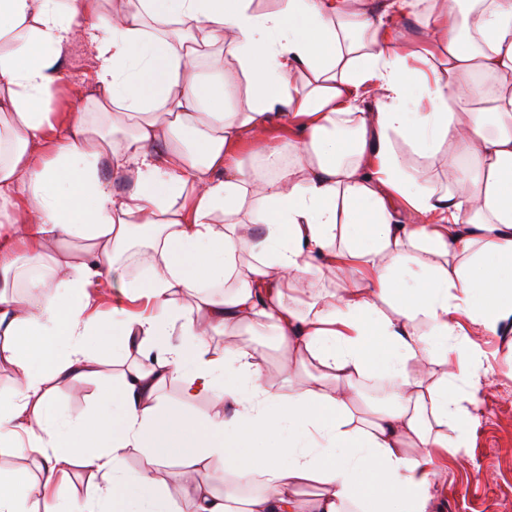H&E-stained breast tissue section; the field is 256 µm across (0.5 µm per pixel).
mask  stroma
Listing matches in <instances>:
<instances>
[{
  "instance_id": "35a3bbf8",
  "label": "stroma",
  "mask_w": 512,
  "mask_h": 512,
  "mask_svg": "<svg viewBox=\"0 0 512 512\" xmlns=\"http://www.w3.org/2000/svg\"><path fill=\"white\" fill-rule=\"evenodd\" d=\"M66 81L55 89L47 103L54 125L66 124L73 113L92 111L90 99H77L75 89L92 90L95 61L84 43L78 42L63 53ZM396 150L407 171L426 174L427 187L443 190L455 180L448 166L447 150L434 154L415 153L403 139H396ZM149 269L140 256L118 263L105 287L91 289V301L104 315L121 310L149 311L142 300H131L129 282L145 277ZM235 338L244 347L260 353L268 382L281 384L282 351L274 335L254 336L236 329ZM488 369L480 378V406L468 433L469 455L453 456L451 449L436 448L432 454L437 478L432 488L434 512H512V335L484 334L474 339ZM89 345L101 359L100 376L79 385L59 384L55 401L60 413L76 417L93 411L102 382L119 380L121 366L112 362V353L97 338Z\"/></svg>"
}]
</instances>
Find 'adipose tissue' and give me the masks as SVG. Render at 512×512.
Here are the masks:
<instances>
[{
	"mask_svg": "<svg viewBox=\"0 0 512 512\" xmlns=\"http://www.w3.org/2000/svg\"><path fill=\"white\" fill-rule=\"evenodd\" d=\"M123 2L0 0V364L17 375L0 445L41 457L23 487L0 476V512H174L163 472L177 459L195 475L192 512H429L431 451L468 456L478 405L481 354L455 318L512 328V0H388L379 14L354 0H276L265 13L254 0ZM422 4L439 50L416 58L391 25ZM79 40L96 62V114L56 133L46 102ZM416 94L426 111H405ZM275 121L297 140L269 147L261 176L238 148ZM398 136L422 153L453 146L457 190L422 188ZM116 179L131 189L113 191ZM243 213L254 230L238 235L228 225ZM362 223L373 248L355 240ZM140 229L154 256L132 288L157 312L104 322L85 290ZM66 241L84 243L82 260L57 250ZM322 269L340 276L335 291L318 289ZM233 325L280 336L282 385L238 343L211 348ZM90 336L137 343L154 362L103 387L92 412L61 417L58 384L99 372ZM303 363L307 384L293 375ZM174 377L185 399L212 398L211 414L166 405ZM375 378L387 405L358 411ZM216 461L232 477L220 492L207 478ZM72 467L97 480L81 504L59 492ZM371 482L384 496L363 497Z\"/></svg>",
	"mask_w": 512,
	"mask_h": 512,
	"instance_id": "ef3b65f1",
	"label": "adipose tissue"
}]
</instances>
